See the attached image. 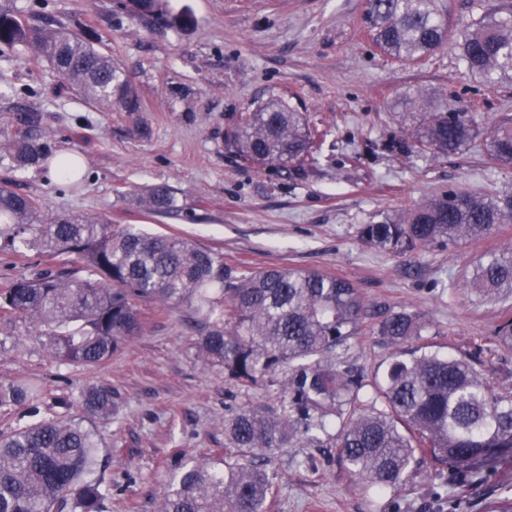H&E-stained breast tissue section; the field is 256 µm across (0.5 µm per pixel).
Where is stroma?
<instances>
[{
    "mask_svg": "<svg viewBox=\"0 0 512 512\" xmlns=\"http://www.w3.org/2000/svg\"><path fill=\"white\" fill-rule=\"evenodd\" d=\"M503 0H448L454 35L425 61L399 63L369 41L363 0H0V10L101 35L141 108L104 111L63 86L35 50L0 52V136L18 133L17 113L41 112L56 152L78 154L81 188L45 168L14 169L0 149V182L39 199L48 215L87 214L114 225L191 238L245 268L321 270L359 288L371 310L423 313L441 350L494 343L512 296L489 303L455 287L475 257L512 249V226L447 250L398 253L363 244L359 229L448 189L512 196V165H486L479 145L456 154L407 148L399 114L405 96L453 95L490 130L512 113V86H488L459 63L458 34ZM281 97L326 136L297 171L244 161L225 138L251 103ZM166 185L176 209L154 216L137 194ZM73 256H18L0 249V283L74 268ZM139 336L106 365L63 366L27 320L0 319V387L35 377L41 416L80 414L92 385L111 387V421L92 420L112 485L105 512H157L178 463L224 454V419L245 404L274 408L278 383L239 387L198 355L187 306L138 301ZM390 350L379 336L353 340L346 355L366 378L382 376ZM269 512H468L512 498V450L475 474L420 473L398 493L372 497L348 473L330 437L294 441L276 454Z\"/></svg>",
    "mask_w": 512,
    "mask_h": 512,
    "instance_id": "stroma-1",
    "label": "stroma"
}]
</instances>
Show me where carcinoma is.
<instances>
[{"label": "carcinoma", "mask_w": 512, "mask_h": 512, "mask_svg": "<svg viewBox=\"0 0 512 512\" xmlns=\"http://www.w3.org/2000/svg\"><path fill=\"white\" fill-rule=\"evenodd\" d=\"M365 22L373 44L397 61L421 60L448 40L445 0H369ZM0 45L29 47L84 101L102 109L140 108L124 70L98 38L64 24L40 26L0 12ZM459 61L490 85L512 83V5L483 13L464 34ZM24 131L6 140L14 167L53 158L40 134L42 114L23 112ZM403 129L422 152L456 154L482 140L487 163L512 162V115L488 135L474 116L416 91L405 97ZM252 163L304 164L320 137L306 115L271 98L244 112L227 133ZM146 212L175 210L165 185L138 196ZM512 223V198L444 191L362 225L361 240L393 251L446 250L477 242ZM0 233L14 253H68L79 267L12 279L0 288V316L21 315L44 329L61 365L100 367L142 328L136 301L192 308L198 352L239 386L285 373L280 410L244 405L224 419L230 452L181 469L159 512H266L274 474L266 455L295 439L318 440L338 425L335 444L345 468L373 494L395 493L426 463L437 474L457 467L487 469L512 448V395L497 393L486 366L512 349V324L499 329L481 359L442 353L423 339L429 326L410 310L373 319L350 281L319 270L270 267L246 271L182 237L115 228L85 215L46 216L41 203L0 185ZM463 286L496 301L512 295V251L482 255L461 275ZM370 333L392 348L382 382L366 391L365 376L341 360L356 337ZM33 381L0 390V404L38 399ZM92 419L112 420V389L81 394ZM98 442L81 420L42 418L0 433V512H102L112 483L92 480Z\"/></svg>", "instance_id": "carcinoma-1"}]
</instances>
